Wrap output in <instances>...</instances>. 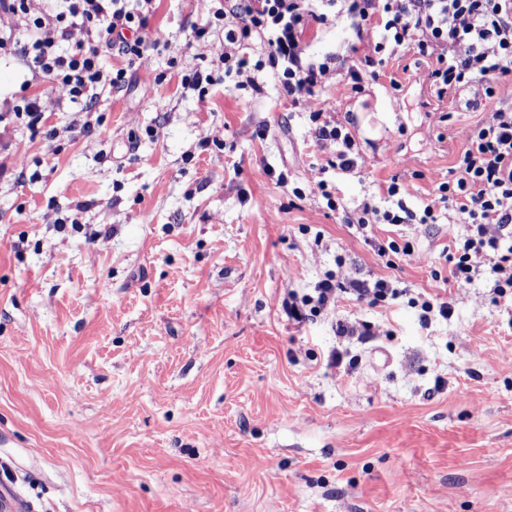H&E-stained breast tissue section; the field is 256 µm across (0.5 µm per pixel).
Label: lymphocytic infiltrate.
<instances>
[{"label":"lymphocytic infiltrate","instance_id":"lymphocytic-infiltrate-1","mask_svg":"<svg viewBox=\"0 0 512 512\" xmlns=\"http://www.w3.org/2000/svg\"><path fill=\"white\" fill-rule=\"evenodd\" d=\"M50 0L36 9L32 0H0V50L20 51L34 80L58 85L69 102H90L95 91L121 87L122 68L104 63L107 53L130 59L144 56L138 31L155 11L156 0ZM346 18L355 34L374 29L373 52L359 56L357 46L346 53L314 61L306 54L308 29ZM224 27V49L218 60L225 73L236 74L243 86H254L253 71L266 62H280V83L294 106L309 114L311 139L330 152V167L349 172L356 168L355 140L335 119L334 108L322 96L330 73L339 74L351 91L364 92L376 79V56L393 57L411 51L430 62V88L437 100L479 84L494 98L498 84L512 75V0H236L232 10L213 11L194 31L196 40L208 38L214 25ZM24 42H17V33ZM259 35L265 59L248 63L240 46ZM384 194L387 207L362 203L347 221L360 232L375 224H407L419 219L437 223L443 211L455 212L469 232L448 255L449 273L461 286L487 274L497 296L512 291V104L496 101L487 119L474 125L448 180L435 183L421 216L406 206L408 183L394 180ZM383 306L399 291L385 280L366 283L355 278L327 277L312 292H289V319L304 322L322 312L337 316L336 334L359 335L358 324L339 318L345 295Z\"/></svg>","mask_w":512,"mask_h":512}]
</instances>
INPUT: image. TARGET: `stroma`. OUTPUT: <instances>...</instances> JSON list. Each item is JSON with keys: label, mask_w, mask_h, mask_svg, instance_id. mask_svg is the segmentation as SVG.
I'll return each instance as SVG.
<instances>
[{"label": "stroma", "mask_w": 512, "mask_h": 512, "mask_svg": "<svg viewBox=\"0 0 512 512\" xmlns=\"http://www.w3.org/2000/svg\"><path fill=\"white\" fill-rule=\"evenodd\" d=\"M209 7L157 0L145 60L107 58L126 82L95 95L91 133L0 124V482L36 512H512V297L449 281L467 225L377 224L368 242L317 187L381 207L397 175L419 210L491 100L437 101L411 52L360 94L330 76L361 154L344 174L275 69L255 90L220 69L183 85L224 49L192 39ZM354 42L376 33L336 19L308 54ZM30 78L0 55V111L38 92L49 125L71 123L78 105ZM376 239L413 254L388 266ZM330 273L405 294L289 321L287 288ZM443 293L452 317L423 323L413 299ZM340 317L367 336L337 337Z\"/></svg>", "instance_id": "obj_1"}]
</instances>
